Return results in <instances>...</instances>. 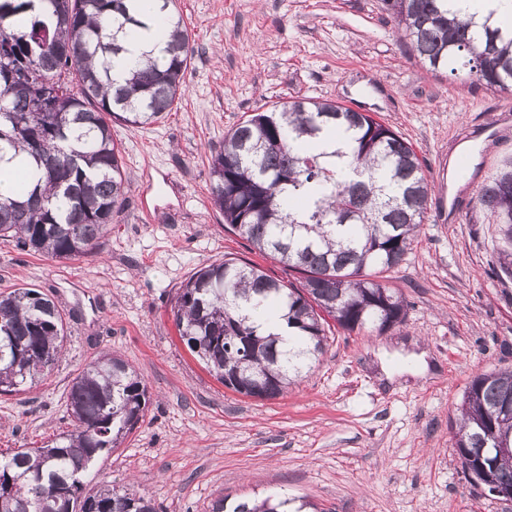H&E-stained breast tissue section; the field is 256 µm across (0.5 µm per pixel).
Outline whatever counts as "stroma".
Instances as JSON below:
<instances>
[{
  "label": "stroma",
  "mask_w": 512,
  "mask_h": 512,
  "mask_svg": "<svg viewBox=\"0 0 512 512\" xmlns=\"http://www.w3.org/2000/svg\"><path fill=\"white\" fill-rule=\"evenodd\" d=\"M195 51L158 123L113 122L130 182L94 254L55 259L0 239V292L32 286L65 319V352L0 394V456L73 430L72 379L107 353L146 384L145 418L85 483L134 485L157 512L217 498L304 497L319 512H512L463 471L456 408L480 373L512 370V275L497 225L466 212L512 159L511 91L428 71L384 0H176ZM294 97L373 112L409 142L430 183L427 220L389 274L406 316L377 336L333 329L319 364L274 399L234 392L189 352L171 308L200 267L230 254L298 275L224 229L212 151L248 115ZM496 124H489V117Z\"/></svg>",
  "instance_id": "obj_1"
}]
</instances>
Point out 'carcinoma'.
Segmentation results:
<instances>
[{
  "mask_svg": "<svg viewBox=\"0 0 512 512\" xmlns=\"http://www.w3.org/2000/svg\"><path fill=\"white\" fill-rule=\"evenodd\" d=\"M167 11V56L147 55L123 85L111 59L143 28L135 0H0V161L26 152L38 178L0 197V238L26 252L71 259L92 253L124 211L128 181L112 121L139 128L172 108L193 54L183 15ZM412 51L434 73L512 88V24L460 19L454 0H384ZM32 12L25 30L14 16ZM345 127L350 153H308L305 139ZM210 194L225 229L300 274L299 286L230 255L195 271L172 307L180 338L224 386L259 399L282 395L325 352L329 321L382 335L405 305L378 275L400 265L426 218L429 182L412 146L368 112L297 99L257 112L224 134L211 156ZM473 210L498 225L499 264L512 274V159L478 187ZM64 319L33 287L0 293V394L37 382L64 351ZM240 378L224 381V370ZM148 389L124 359L107 354L73 378L74 430L0 457V512H155L129 485L84 493L96 460L144 417ZM512 370L481 373L465 388L455 447L474 481L512 486V456L484 459L492 435L512 434ZM314 504L272 495L211 512H305Z\"/></svg>",
  "mask_w": 512,
  "mask_h": 512,
  "instance_id": "cac0c4a2",
  "label": "carcinoma"
}]
</instances>
